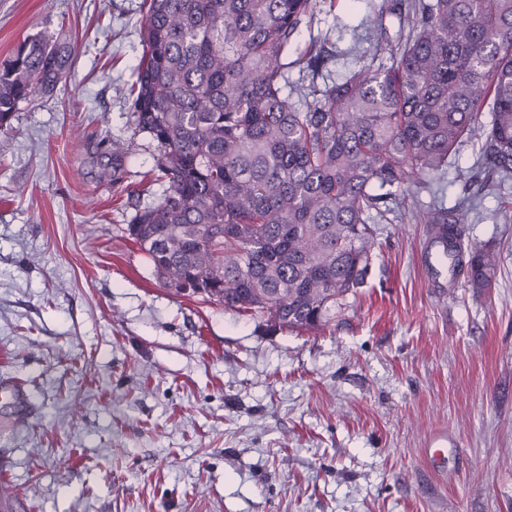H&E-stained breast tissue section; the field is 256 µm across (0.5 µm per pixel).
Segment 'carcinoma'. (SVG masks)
Masks as SVG:
<instances>
[{"label":"carcinoma","instance_id":"cac0c4a2","mask_svg":"<svg viewBox=\"0 0 512 512\" xmlns=\"http://www.w3.org/2000/svg\"><path fill=\"white\" fill-rule=\"evenodd\" d=\"M143 5L132 116L162 192L128 232L170 286L281 327L325 326L364 283L376 221L432 189L475 129L480 167L512 178V0H378L366 62L312 95L288 75L321 76L322 44L289 52L318 0ZM395 11L409 32L394 41ZM65 63L44 42L17 48L0 70V130ZM412 214L454 253L452 275L491 286L493 254L463 251L465 211L435 200Z\"/></svg>","mask_w":512,"mask_h":512}]
</instances>
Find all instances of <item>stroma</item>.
Listing matches in <instances>:
<instances>
[{"label": "stroma", "instance_id": "stroma-1", "mask_svg": "<svg viewBox=\"0 0 512 512\" xmlns=\"http://www.w3.org/2000/svg\"><path fill=\"white\" fill-rule=\"evenodd\" d=\"M142 0H0V67L71 55L0 131V463L21 512H512V180L440 182L491 288L434 287L426 225H380L334 324L280 328L178 294L128 233L162 188L131 118ZM369 0L318 6L341 77ZM126 156L113 167L104 138Z\"/></svg>", "mask_w": 512, "mask_h": 512}]
</instances>
